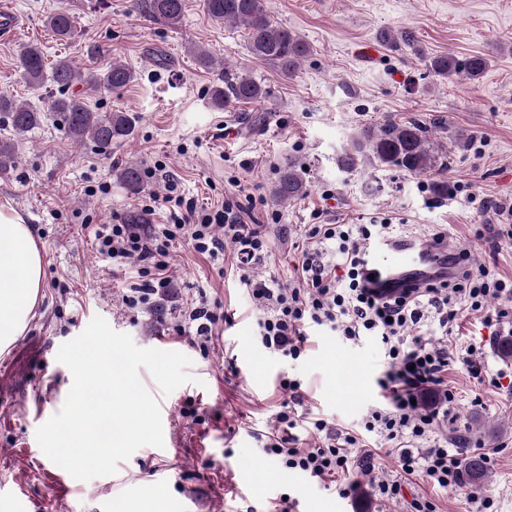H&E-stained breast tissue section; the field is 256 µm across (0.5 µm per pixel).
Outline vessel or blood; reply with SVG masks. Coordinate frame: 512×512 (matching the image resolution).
Wrapping results in <instances>:
<instances>
[{"label": "vessel or blood", "instance_id": "b4317fda", "mask_svg": "<svg viewBox=\"0 0 512 512\" xmlns=\"http://www.w3.org/2000/svg\"><path fill=\"white\" fill-rule=\"evenodd\" d=\"M25 23L16 11L0 6V38H17ZM366 284L383 296L397 295L406 288H420L436 277L452 278L458 267L449 265L447 246L422 247L415 238L374 240L366 246Z\"/></svg>", "mask_w": 512, "mask_h": 512}]
</instances>
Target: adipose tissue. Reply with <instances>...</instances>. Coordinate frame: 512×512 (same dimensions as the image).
Listing matches in <instances>:
<instances>
[{
  "label": "adipose tissue",
  "instance_id": "ef3b65f1",
  "mask_svg": "<svg viewBox=\"0 0 512 512\" xmlns=\"http://www.w3.org/2000/svg\"><path fill=\"white\" fill-rule=\"evenodd\" d=\"M43 282V256L28 224L0 206V353L26 328Z\"/></svg>",
  "mask_w": 512,
  "mask_h": 512
}]
</instances>
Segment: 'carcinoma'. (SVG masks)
Segmentation results:
<instances>
[{"label":"carcinoma","mask_w":512,"mask_h":512,"mask_svg":"<svg viewBox=\"0 0 512 512\" xmlns=\"http://www.w3.org/2000/svg\"><path fill=\"white\" fill-rule=\"evenodd\" d=\"M135 6L145 9L153 18L170 26L181 24L185 0H135ZM208 17L221 24H242L247 30L248 49L256 60L273 64L291 76L310 53L309 44L297 33L274 22L264 8L263 0H203ZM46 26L60 41L74 39L75 14L68 5L46 17ZM488 66L484 55L458 57L451 54L429 58L432 72L444 79L462 77L479 78ZM18 68L23 82L35 93L47 86L56 88L58 96L49 98L47 111L61 120L66 134L75 142L86 140L107 149L132 138L135 118L122 111L102 112L92 109L84 97L68 94L78 84L83 90L98 91L120 89L133 83L135 71L121 61L110 60L96 70L84 71L73 60L58 59L47 66L41 47L35 43L23 46ZM224 85L212 89V106L222 109L234 103H251L266 98L268 90L244 73L230 74L221 67ZM0 114L6 117L14 138L0 141V174L16 166V140L22 139L44 119V112L27 101L17 99L9 90H0ZM372 167L395 168L410 174H421L435 168L448 169V153L436 149L428 138V129L417 121L398 123L386 119L376 126H369L353 135L348 147L338 158V166L352 170L360 164ZM118 179L131 193L143 187L140 169L128 165L120 170ZM306 191L300 174L293 168L283 172L273 194L279 202H290ZM465 473L473 483L487 478L482 460L473 457L465 464Z\"/></svg>","instance_id":"cac0c4a2"}]
</instances>
